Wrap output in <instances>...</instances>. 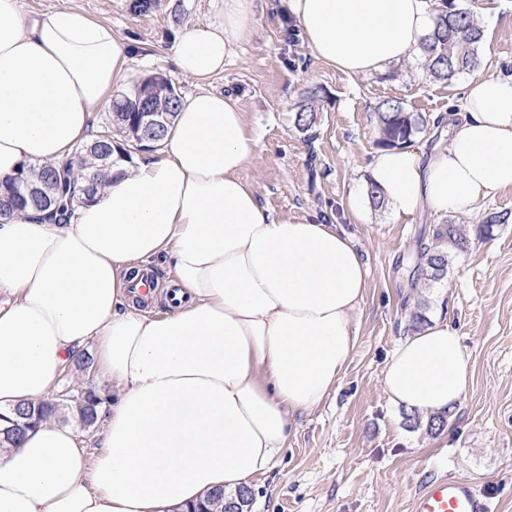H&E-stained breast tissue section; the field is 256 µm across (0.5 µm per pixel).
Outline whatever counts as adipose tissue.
<instances>
[{"label": "adipose tissue", "instance_id": "1", "mask_svg": "<svg viewBox=\"0 0 512 512\" xmlns=\"http://www.w3.org/2000/svg\"><path fill=\"white\" fill-rule=\"evenodd\" d=\"M315 59L384 74L421 53L433 0H285ZM213 17L171 46L195 92L159 149L112 157L108 184L68 223L32 211L0 218V413L34 404L88 340L118 390L93 456L47 419L0 449V512H182L234 495L281 457L296 415L335 392L358 344L369 271L335 224H288L240 172L256 139L237 100L211 90L254 33L258 0H210ZM133 48L110 26L62 8L22 17L0 0V180L59 167L125 77ZM430 153L376 151L369 178L394 222L422 210L473 213L512 189V75L476 76L448 103ZM170 311L129 304L157 261ZM470 355L436 318L383 370L389 402L423 415L453 408Z\"/></svg>", "mask_w": 512, "mask_h": 512}]
</instances>
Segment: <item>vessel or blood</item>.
<instances>
[{"label":"vessel or blood","instance_id":"vessel-or-blood-1","mask_svg":"<svg viewBox=\"0 0 512 512\" xmlns=\"http://www.w3.org/2000/svg\"><path fill=\"white\" fill-rule=\"evenodd\" d=\"M491 497L471 479L445 475L426 481L412 499L411 512H492Z\"/></svg>","mask_w":512,"mask_h":512}]
</instances>
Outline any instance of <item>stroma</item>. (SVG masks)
I'll list each match as a JSON object with an SVG mask.
<instances>
[{"label": "stroma", "instance_id": "35a3bbf8", "mask_svg": "<svg viewBox=\"0 0 512 512\" xmlns=\"http://www.w3.org/2000/svg\"><path fill=\"white\" fill-rule=\"evenodd\" d=\"M22 16L73 7L111 25L135 48L124 86L147 76L167 79L188 96L195 86L176 69L169 48L185 26L206 22L209 0H158L139 14L131 0H19ZM484 29L481 58L512 72V0H476ZM281 0H259L255 31L213 78L212 89L238 99L258 139L242 179L259 202L284 223L339 225L370 269L357 315L358 345L343 368L336 393L316 411L298 415L283 456L251 485L252 512H410L427 479L454 474L494 493V512H512V223L492 237L476 234L492 212L512 210V190L461 217L470 245L452 254L448 274L412 287L408 266L421 230L442 223L431 212L396 224L387 208L367 206L363 218L346 207L351 189L368 191V166L377 151V110L402 102L424 129L412 146L430 151L436 116L445 114L468 73L449 81L429 76L420 61L384 75L350 77L316 60ZM313 98L317 121L299 132L295 115ZM425 303L426 319L448 317L471 356L468 388L436 433L412 428L388 401L383 370L410 334L409 312ZM77 391L87 384L111 394L101 378L97 345L75 355L62 377Z\"/></svg>", "mask_w": 512, "mask_h": 512}]
</instances>
